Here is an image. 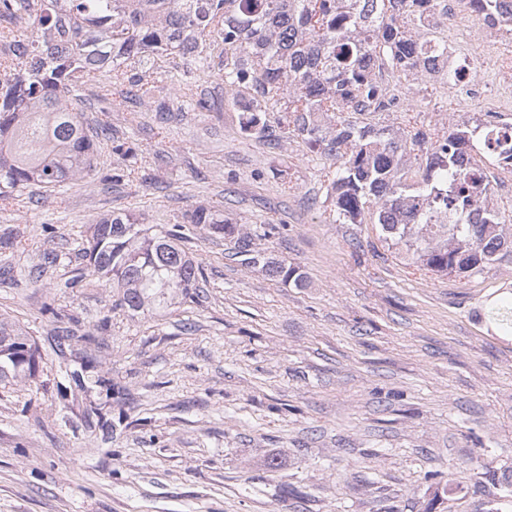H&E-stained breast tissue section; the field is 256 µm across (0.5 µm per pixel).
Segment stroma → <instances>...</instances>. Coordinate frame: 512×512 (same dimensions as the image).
Listing matches in <instances>:
<instances>
[{"label": "stroma", "mask_w": 512, "mask_h": 512, "mask_svg": "<svg viewBox=\"0 0 512 512\" xmlns=\"http://www.w3.org/2000/svg\"><path fill=\"white\" fill-rule=\"evenodd\" d=\"M495 39L474 71L502 86L512 33ZM154 69L208 107L132 124L90 113L136 149L130 178L103 182L104 143L92 175L0 213V235L23 236L0 250L13 269L0 313L46 354L35 380L0 384V512H512V332L492 317L512 302V254L468 278L417 267L371 222H335L334 158L242 134L223 81L190 61ZM459 105L440 90L416 111L358 121L432 130ZM200 204L258 233L279 226L260 245L305 287L241 266L230 241L190 225L204 279L179 306L132 314L93 275L65 287L94 216L167 227ZM47 249L61 260L32 282ZM56 311L77 319L60 354ZM81 363L86 386L66 394Z\"/></svg>", "instance_id": "obj_1"}]
</instances>
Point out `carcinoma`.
Masks as SVG:
<instances>
[{"label": "carcinoma", "instance_id": "obj_1", "mask_svg": "<svg viewBox=\"0 0 512 512\" xmlns=\"http://www.w3.org/2000/svg\"><path fill=\"white\" fill-rule=\"evenodd\" d=\"M0 0V209L21 193H52L97 168L98 143L116 156L104 180L120 183L133 150L112 129L91 125L85 83L106 73L95 95L117 112L150 107L183 110L178 93L161 94L145 62L182 57L218 71L224 95L238 106L239 129L269 137L268 112L278 113V145L297 135L312 151L340 160L326 186L338 220L361 224L370 215L385 242L400 246L435 275L469 277L512 252L500 210L480 206L488 165L512 160V125L486 121L387 137L350 119L389 112L393 99L371 69L378 63L407 86L418 103L428 84L418 81L415 55L431 52L417 40L431 0ZM491 29L512 26L500 0H473ZM31 28L16 39L18 21ZM417 152L416 166L407 152ZM234 241L232 256L269 277L297 287L304 275L271 260L253 234L223 213L198 205L184 222L154 231L142 215H98L79 249L75 288L84 271L118 290L119 306L156 312L195 293L202 265L184 249V224ZM40 255L31 279L57 263ZM42 356L35 340L0 314V383L36 378Z\"/></svg>", "mask_w": 512, "mask_h": 512}]
</instances>
